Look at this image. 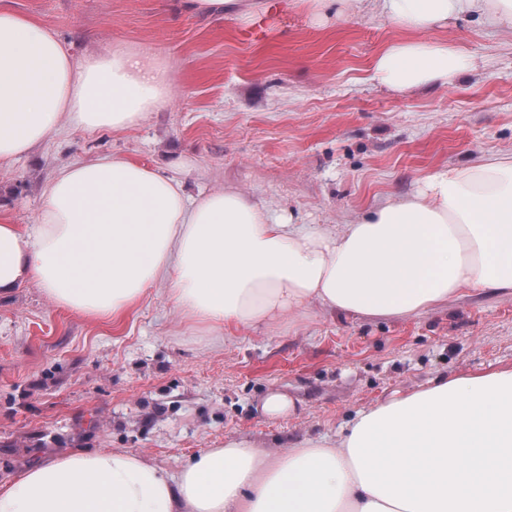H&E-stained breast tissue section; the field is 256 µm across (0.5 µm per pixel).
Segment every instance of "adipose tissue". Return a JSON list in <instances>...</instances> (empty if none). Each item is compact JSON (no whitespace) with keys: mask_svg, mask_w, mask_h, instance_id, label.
<instances>
[{"mask_svg":"<svg viewBox=\"0 0 512 512\" xmlns=\"http://www.w3.org/2000/svg\"><path fill=\"white\" fill-rule=\"evenodd\" d=\"M252 20L263 0H180ZM411 32L475 16L512 30V0H371ZM465 67L444 44L405 40L374 78L405 91ZM165 66L126 49L78 61L0 9V161L60 122L128 129L169 102ZM33 281L58 306L118 315L166 284L191 319L269 324L316 305L407 318L470 289L512 293V158L426 174L366 219L271 221L237 191L189 195L176 175L103 157L60 171L35 224H0V292ZM0 512H512V367L441 380L360 411L335 441L272 453L245 439L170 471L127 451L74 452L0 489Z\"/></svg>","mask_w":512,"mask_h":512,"instance_id":"adipose-tissue-1","label":"adipose tissue"}]
</instances>
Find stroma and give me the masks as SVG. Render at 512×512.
Returning <instances> with one entry per match:
<instances>
[{
    "label": "stroma",
    "mask_w": 512,
    "mask_h": 512,
    "mask_svg": "<svg viewBox=\"0 0 512 512\" xmlns=\"http://www.w3.org/2000/svg\"><path fill=\"white\" fill-rule=\"evenodd\" d=\"M52 31L75 59L120 45L171 72L167 108L127 130L60 125L0 161V224L27 227L63 168L110 156L179 169L188 194L232 188L271 218L345 224L421 178L512 157V30L474 17L420 33L469 67L399 92L376 57L410 32L369 10L315 21L284 0L263 42L240 20L177 11L174 0H0ZM512 365V295L469 290L409 318L310 307L223 331L185 318L164 285L127 312L56 306L36 282L0 293V487L76 451L141 453L178 470L246 438L267 449L337 439L357 412L440 378ZM273 391L295 407L271 416Z\"/></svg>",
    "instance_id": "stroma-1"
}]
</instances>
